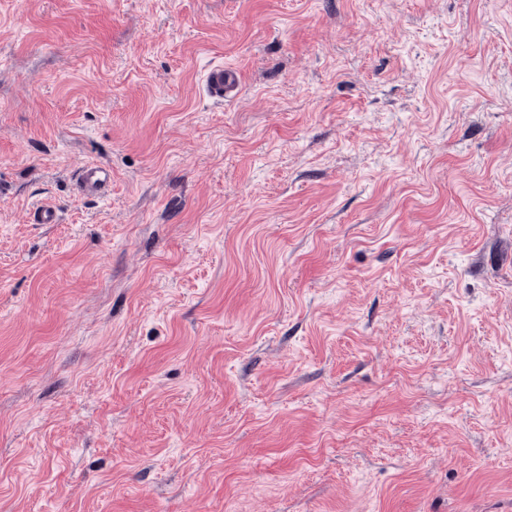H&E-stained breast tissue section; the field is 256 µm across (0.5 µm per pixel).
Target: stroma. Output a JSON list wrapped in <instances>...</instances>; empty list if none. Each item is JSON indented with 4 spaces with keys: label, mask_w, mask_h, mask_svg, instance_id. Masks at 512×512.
Wrapping results in <instances>:
<instances>
[{
    "label": "stroma",
    "mask_w": 512,
    "mask_h": 512,
    "mask_svg": "<svg viewBox=\"0 0 512 512\" xmlns=\"http://www.w3.org/2000/svg\"><path fill=\"white\" fill-rule=\"evenodd\" d=\"M0 512H512V0H0ZM202 93L211 99L224 101V98H235L237 95V81L235 69L223 64L210 65L203 73ZM79 185L84 194L101 196L112 186V170L101 164H86L79 170ZM28 221L32 224L60 223L58 208L51 201L41 200L35 203L30 209Z\"/></svg>",
    "instance_id": "1"
}]
</instances>
